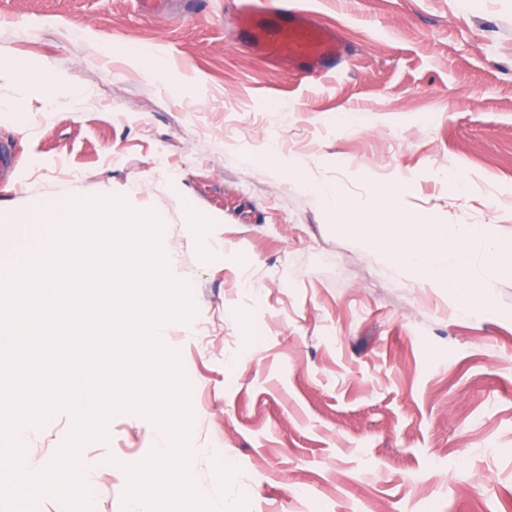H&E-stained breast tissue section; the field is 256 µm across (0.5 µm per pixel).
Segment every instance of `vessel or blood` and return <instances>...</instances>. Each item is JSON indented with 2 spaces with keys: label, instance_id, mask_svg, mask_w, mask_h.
I'll use <instances>...</instances> for the list:
<instances>
[{
  "label": "vessel or blood",
  "instance_id": "obj_1",
  "mask_svg": "<svg viewBox=\"0 0 512 512\" xmlns=\"http://www.w3.org/2000/svg\"><path fill=\"white\" fill-rule=\"evenodd\" d=\"M234 23L239 41L277 67L323 74L346 59L336 30L298 0H238Z\"/></svg>",
  "mask_w": 512,
  "mask_h": 512
}]
</instances>
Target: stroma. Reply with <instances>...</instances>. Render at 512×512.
Here are the masks:
<instances>
[{
    "mask_svg": "<svg viewBox=\"0 0 512 512\" xmlns=\"http://www.w3.org/2000/svg\"><path fill=\"white\" fill-rule=\"evenodd\" d=\"M302 3L346 42L340 71L268 67L237 41L232 0L155 15L0 0V59L58 82L50 96L0 82V140L17 151L0 266L42 230L19 221L30 198L156 213L195 307L161 340L191 385L190 470L218 512H512V272L493 267L512 248V0ZM402 183V248L413 220L489 229L465 243L473 310L366 245L374 195ZM72 427L61 410L29 428L24 473ZM106 432L80 450L94 512H129L124 468L159 431L119 412Z\"/></svg>",
    "mask_w": 512,
    "mask_h": 512,
    "instance_id": "35a3bbf8",
    "label": "stroma"
}]
</instances>
